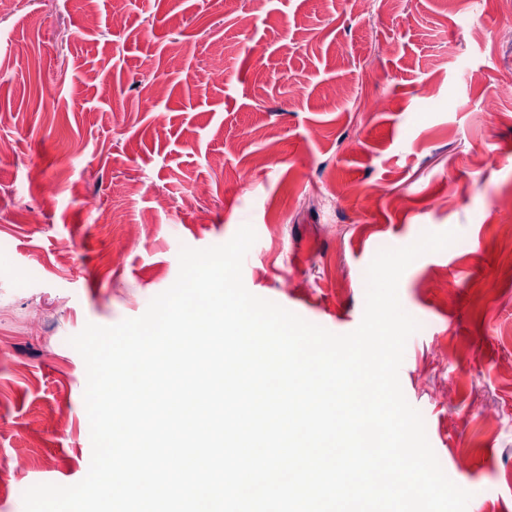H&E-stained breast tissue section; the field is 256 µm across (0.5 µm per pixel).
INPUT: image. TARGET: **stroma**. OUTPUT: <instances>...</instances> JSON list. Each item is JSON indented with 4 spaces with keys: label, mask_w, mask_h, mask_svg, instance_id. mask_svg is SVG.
<instances>
[{
    "label": "stroma",
    "mask_w": 512,
    "mask_h": 512,
    "mask_svg": "<svg viewBox=\"0 0 512 512\" xmlns=\"http://www.w3.org/2000/svg\"><path fill=\"white\" fill-rule=\"evenodd\" d=\"M46 2L0 11V466L12 476L0 512L89 470L86 367L70 338L141 316L176 280L181 247L224 244L246 224V288L336 334L359 326L378 251L458 231L400 279L419 329L399 378L442 469L472 492L467 512H512V241L497 232L512 199V10ZM213 62L222 78L191 80ZM373 183L384 194L368 204ZM199 185L207 194L182 208ZM442 277L453 300L428 287ZM482 404L499 412L495 431Z\"/></svg>",
    "instance_id": "obj_1"
}]
</instances>
